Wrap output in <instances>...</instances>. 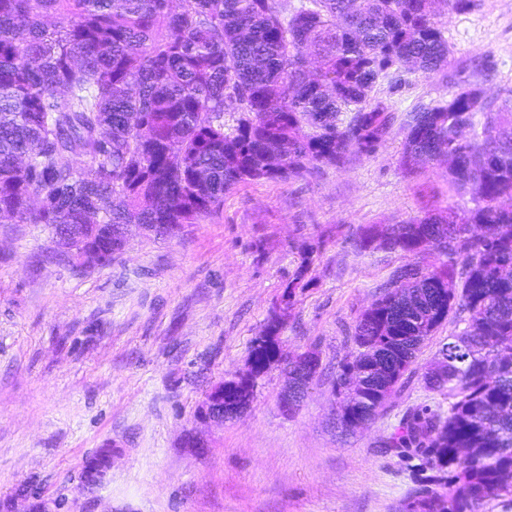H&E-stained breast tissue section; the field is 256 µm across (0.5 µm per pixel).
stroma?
Segmentation results:
<instances>
[{
	"mask_svg": "<svg viewBox=\"0 0 512 512\" xmlns=\"http://www.w3.org/2000/svg\"><path fill=\"white\" fill-rule=\"evenodd\" d=\"M448 68L465 75L488 55L512 86V0L442 9ZM441 77L413 76L397 113L446 98ZM404 132L372 155L306 179L244 183L224 206L175 235L128 229L124 250L83 268L55 257L41 224L0 221V502L10 512H401L425 471L382 443L419 406L447 414L422 373L454 334L445 322L368 428L341 429L333 379L356 346L362 311L407 264L361 228L384 231L447 208L473 191L448 186V162L405 169ZM317 245L296 296L284 290ZM280 323L282 356L315 351L320 369L298 409L283 415L282 367L259 377L247 410L222 422L208 395L245 372L253 341ZM112 451L101 482L84 470Z\"/></svg>",
	"mask_w": 512,
	"mask_h": 512,
	"instance_id": "35a3bbf8",
	"label": "stroma"
}]
</instances>
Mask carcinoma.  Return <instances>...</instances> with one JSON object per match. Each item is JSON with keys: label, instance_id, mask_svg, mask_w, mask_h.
<instances>
[{"label": "carcinoma", "instance_id": "obj_1", "mask_svg": "<svg viewBox=\"0 0 512 512\" xmlns=\"http://www.w3.org/2000/svg\"><path fill=\"white\" fill-rule=\"evenodd\" d=\"M471 0H0V216L42 224H195L257 180L370 155L395 123L402 163L446 156L461 211L393 224L384 244L440 265L393 271L361 313L352 370L365 389L340 423L370 422L418 351L462 325L423 375L448 415L406 414L384 441L431 474L403 512H512V87L483 99L488 55L449 97L396 115L390 99L448 67L439 4ZM58 17L54 25L52 17ZM387 82L386 95L375 90ZM279 322L251 349L252 378L281 363ZM224 382V405L251 395Z\"/></svg>", "mask_w": 512, "mask_h": 512}]
</instances>
